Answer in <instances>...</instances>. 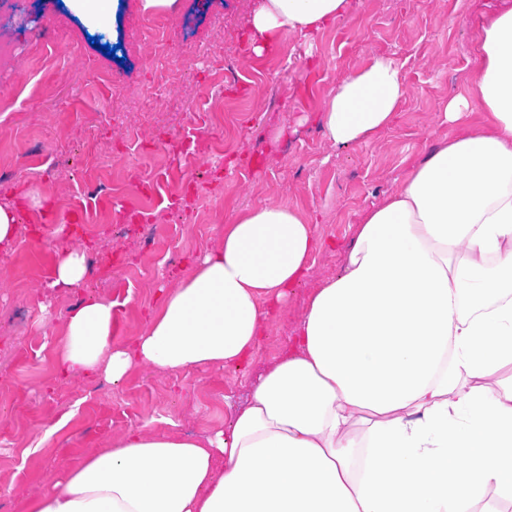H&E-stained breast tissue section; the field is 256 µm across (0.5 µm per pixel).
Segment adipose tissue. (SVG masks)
I'll return each instance as SVG.
<instances>
[{
    "label": "adipose tissue",
    "instance_id": "obj_1",
    "mask_svg": "<svg viewBox=\"0 0 512 512\" xmlns=\"http://www.w3.org/2000/svg\"><path fill=\"white\" fill-rule=\"evenodd\" d=\"M348 8L260 0L249 51L311 40ZM474 46L468 94L443 105L448 137L363 212L341 270L312 289L227 429L128 431L26 512H512V0L480 18ZM406 94L398 61L375 56L315 118L333 146L365 143ZM335 247L288 204L246 207L191 275L160 288L135 336L116 338L115 302L82 296L57 375L117 385L135 366L251 362L315 252ZM87 272L85 250L64 251L50 285L82 288Z\"/></svg>",
    "mask_w": 512,
    "mask_h": 512
}]
</instances>
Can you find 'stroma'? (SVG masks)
<instances>
[{"mask_svg": "<svg viewBox=\"0 0 512 512\" xmlns=\"http://www.w3.org/2000/svg\"><path fill=\"white\" fill-rule=\"evenodd\" d=\"M259 0H175L146 11L142 0H111L90 20L59 0H0V94L13 109L0 116V205L21 198L22 223L11 251L0 252V512L25 501L85 455L132 428L148 434L203 436L229 415L225 398L244 400L250 383L287 346L311 288L335 275L341 253L316 252L306 281L270 321L256 362L191 374L135 369L119 385L105 378L52 382L54 338L79 291L36 292L51 280L53 258L39 251L49 233L44 215L71 216L59 250L133 258L86 291L119 301L118 334L136 335L158 302L160 274L174 278L217 246L226 218L248 205L282 202L303 211L321 239L347 243L361 211L399 186L408 167L448 133L439 110L448 95L467 93L472 29L499 0H351L335 25L305 43L282 36L264 57H249L248 21ZM166 21L176 54L158 60L152 26ZM97 45H90V38ZM115 47V57L102 45ZM403 62L408 97L393 124L363 146L334 148L318 125H298L320 111L341 73L370 55ZM234 76L224 77V59ZM162 83L153 95L149 87ZM223 96H216V87ZM196 150L181 161L179 136ZM236 155L224 169L220 151ZM107 186L125 208L148 207L163 228L160 254L146 256L147 231L109 227L111 207L92 191ZM196 193L193 208L172 198ZM37 293L45 302H28Z\"/></svg>", "mask_w": 512, "mask_h": 512, "instance_id": "stroma-1", "label": "stroma"}]
</instances>
